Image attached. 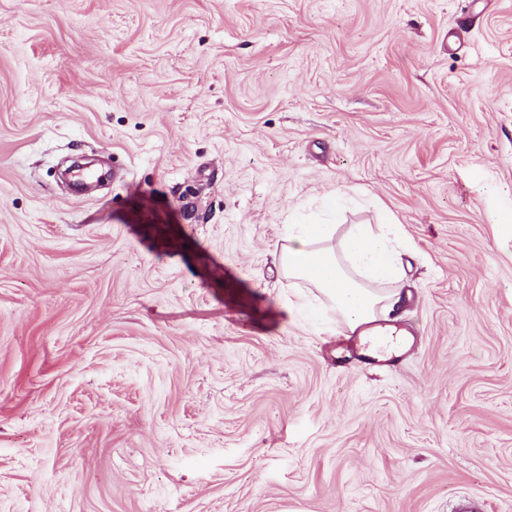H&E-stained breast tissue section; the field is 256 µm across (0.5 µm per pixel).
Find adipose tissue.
Segmentation results:
<instances>
[{
  "instance_id": "ef3b65f1",
  "label": "adipose tissue",
  "mask_w": 512,
  "mask_h": 512,
  "mask_svg": "<svg viewBox=\"0 0 512 512\" xmlns=\"http://www.w3.org/2000/svg\"><path fill=\"white\" fill-rule=\"evenodd\" d=\"M279 261L290 278L316 288L360 340L385 335L382 320L411 299L400 258L380 224H292Z\"/></svg>"
}]
</instances>
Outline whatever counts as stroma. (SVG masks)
<instances>
[{
    "instance_id": "35a3bbf8",
    "label": "stroma",
    "mask_w": 512,
    "mask_h": 512,
    "mask_svg": "<svg viewBox=\"0 0 512 512\" xmlns=\"http://www.w3.org/2000/svg\"><path fill=\"white\" fill-rule=\"evenodd\" d=\"M391 214L367 365L274 254ZM512 0H0V512H512Z\"/></svg>"
}]
</instances>
